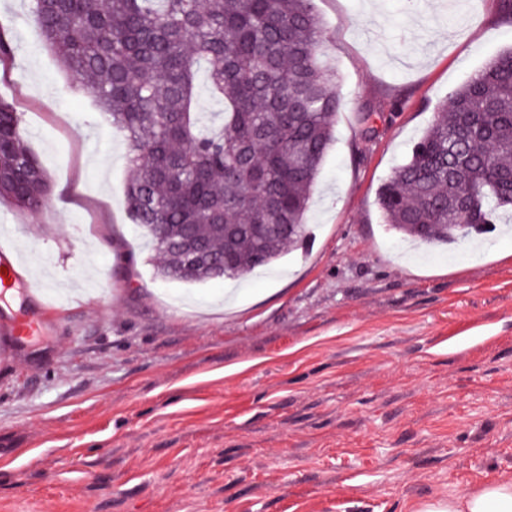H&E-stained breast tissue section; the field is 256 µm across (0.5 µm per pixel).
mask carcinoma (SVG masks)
Wrapping results in <instances>:
<instances>
[{"label":"carcinoma","mask_w":512,"mask_h":512,"mask_svg":"<svg viewBox=\"0 0 512 512\" xmlns=\"http://www.w3.org/2000/svg\"><path fill=\"white\" fill-rule=\"evenodd\" d=\"M314 0H30L44 46L125 140V202L154 275L241 279L303 248L341 107ZM223 122L203 124L199 64ZM49 174L0 98V203ZM387 230L438 246L512 217V47L450 96L377 192Z\"/></svg>","instance_id":"carcinoma-1"}]
</instances>
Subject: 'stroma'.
<instances>
[{"mask_svg": "<svg viewBox=\"0 0 512 512\" xmlns=\"http://www.w3.org/2000/svg\"><path fill=\"white\" fill-rule=\"evenodd\" d=\"M341 99L307 248L233 283L154 277L124 140L0 0V98L52 181L0 206L40 332L0 363V512H415L512 482V235L411 247L377 191L512 46L501 0H315ZM375 113L365 137L359 115ZM60 297L35 306L24 283Z\"/></svg>", "mask_w": 512, "mask_h": 512, "instance_id": "1", "label": "stroma"}]
</instances>
